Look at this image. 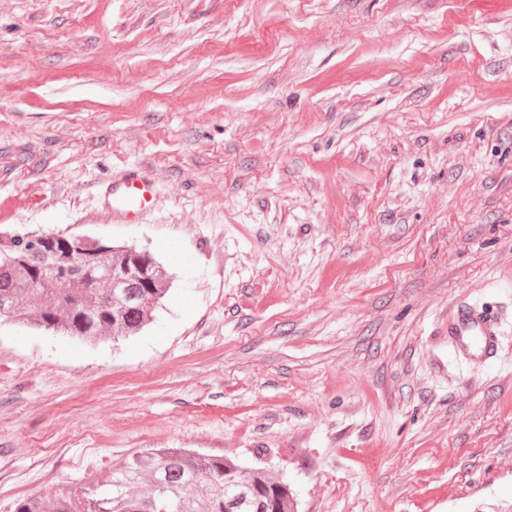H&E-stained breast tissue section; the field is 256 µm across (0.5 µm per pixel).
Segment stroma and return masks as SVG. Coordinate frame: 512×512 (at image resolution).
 Listing matches in <instances>:
<instances>
[{
    "label": "stroma",
    "instance_id": "35a3bbf8",
    "mask_svg": "<svg viewBox=\"0 0 512 512\" xmlns=\"http://www.w3.org/2000/svg\"><path fill=\"white\" fill-rule=\"evenodd\" d=\"M0 195L167 288L129 336L0 325V512L145 448L297 512H512V0H0ZM459 301L499 358L451 363ZM107 213L114 220L137 223L151 209L156 193L155 182L138 170H131L106 189Z\"/></svg>",
    "mask_w": 512,
    "mask_h": 512
}]
</instances>
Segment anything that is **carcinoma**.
<instances>
[{"instance_id": "carcinoma-1", "label": "carcinoma", "mask_w": 512, "mask_h": 512, "mask_svg": "<svg viewBox=\"0 0 512 512\" xmlns=\"http://www.w3.org/2000/svg\"><path fill=\"white\" fill-rule=\"evenodd\" d=\"M83 274L70 275L72 267ZM167 288L147 251L98 244L76 245L56 234L51 246L0 233V324L29 323L82 340L139 331ZM169 501L182 512H295L288 482L264 471L246 472L222 456L184 448H148L81 493L64 489L30 497L14 512H160Z\"/></svg>"}]
</instances>
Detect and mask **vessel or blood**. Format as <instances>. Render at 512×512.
Masks as SVG:
<instances>
[{"label": "vessel or blood", "instance_id": "obj_1", "mask_svg": "<svg viewBox=\"0 0 512 512\" xmlns=\"http://www.w3.org/2000/svg\"><path fill=\"white\" fill-rule=\"evenodd\" d=\"M107 213L112 219L137 223L151 209L156 193L154 181L132 170L106 189ZM500 327L494 313L466 303L452 307L448 317V342L463 357L487 361L500 352Z\"/></svg>", "mask_w": 512, "mask_h": 512}]
</instances>
